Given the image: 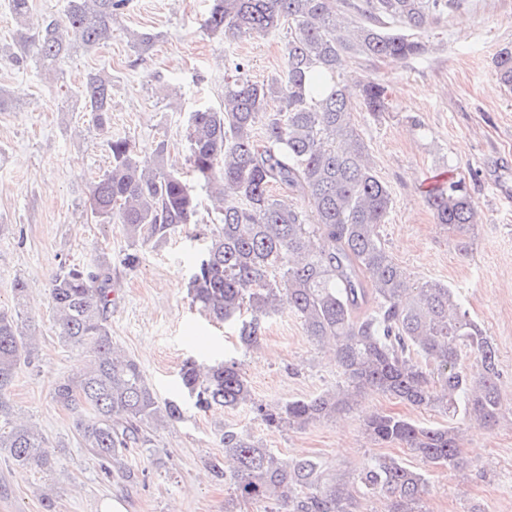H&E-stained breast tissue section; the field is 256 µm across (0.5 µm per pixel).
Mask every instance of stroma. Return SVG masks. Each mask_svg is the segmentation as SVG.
I'll use <instances>...</instances> for the list:
<instances>
[{
  "instance_id": "obj_1",
  "label": "stroma",
  "mask_w": 512,
  "mask_h": 512,
  "mask_svg": "<svg viewBox=\"0 0 512 512\" xmlns=\"http://www.w3.org/2000/svg\"><path fill=\"white\" fill-rule=\"evenodd\" d=\"M212 0H130L112 23L107 44L74 54L62 71L45 76L34 59L21 66L0 61V92L11 106L0 112V308L13 305L17 278L29 285L28 309L43 337L34 365L21 367L11 390L16 409L37 422L57 455L53 472L14 466L0 456V512H43L40 490L53 485L56 512H224L227 485L208 465L224 457L221 434L231 425L251 431L282 460L319 459L336 474L381 456L420 468L399 444H377L362 433L365 414H400L427 426L453 423L452 414L411 407L372 395L353 411L305 430L266 428L249 407L188 410L182 422L159 429L149 447L133 451L130 465L144 483L104 480L82 448L70 415L51 401L54 383L72 375L82 359L61 346L50 329L49 283L64 265L112 262L117 290L112 339L141 366L161 398L171 397L182 363L223 357L240 364L256 400L307 398L335 386L336 365L327 346L306 336L284 311L268 319L260 344L245 348L223 325L210 321L188 295L206 233L218 221L208 188L189 163L192 112L218 106L224 74L235 63L252 79L282 71L287 30L225 44L207 29ZM154 38L141 50L137 35ZM428 50L405 62L347 56L345 76L386 89L387 108L356 109L354 123L393 207L380 234L395 260L417 281L454 288L463 306L491 336L498 356L500 403L508 407L494 427L471 426L461 442V468L426 473V512H512V90L501 87L495 56L512 45V0H468L431 24ZM112 76V133L152 151L167 140L164 164L186 181L199 202L190 223L165 241L137 249L128 265L120 225L100 224L86 207L93 178L110 153L92 113L72 91L83 74ZM468 175L481 222L461 239L435 223L423 187L436 171Z\"/></svg>"
}]
</instances>
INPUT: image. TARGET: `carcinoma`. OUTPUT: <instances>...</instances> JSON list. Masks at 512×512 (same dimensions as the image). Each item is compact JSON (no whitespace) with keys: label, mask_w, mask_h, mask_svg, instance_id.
<instances>
[{"label":"carcinoma","mask_w":512,"mask_h":512,"mask_svg":"<svg viewBox=\"0 0 512 512\" xmlns=\"http://www.w3.org/2000/svg\"><path fill=\"white\" fill-rule=\"evenodd\" d=\"M128 0H67L60 18L30 27V0H8L17 22L15 65L33 55L55 71L73 51L112 37V21ZM465 0H214L207 25L234 43L246 35L288 28L285 69L258 81L237 63L224 79L216 108L192 113L188 127L192 171L209 188L219 224L189 282V295L216 323L258 345L264 321L286 309L311 340L334 347L338 381L314 397L262 403L240 365L226 359L184 362L182 396L193 408L248 405L269 429H303L328 422L381 393L402 403L462 414L455 426L426 427L403 416L373 413L362 430L377 443H398L428 465L460 466L459 448L472 425L499 421L497 350L456 293L439 281L412 282L378 232L392 209L388 187L374 173L352 123L354 101L376 114L385 88L352 84L337 64L344 52L407 61L427 50V26ZM501 83L512 88V48L495 58ZM85 112L107 137L108 169L90 186L89 210L101 224H119L130 246L165 240L190 222L198 203L183 179L163 167L167 143L143 155L110 131L112 78L87 73L77 87ZM276 110H267L270 101ZM285 185L303 206L281 203L270 187ZM424 201L436 223L465 233L478 224L466 178L448 175ZM28 284L13 286L14 309L0 311V454L18 466L50 472L54 451L37 424L16 415L11 389L21 366L38 358L39 326L24 311ZM54 336L84 356L72 376L57 381L53 403L67 411L80 444L103 473L134 485L131 451L150 433L183 419L181 399H160L139 363L112 341L115 305L111 262L94 269L61 267L51 278ZM483 373L465 372L470 360ZM224 462L214 478L232 490L231 503L267 502L284 512H361L380 492L388 512H424L425 475L383 456L340 476L309 457L282 461L246 430L222 433Z\"/></svg>","instance_id":"cac0c4a2"}]
</instances>
